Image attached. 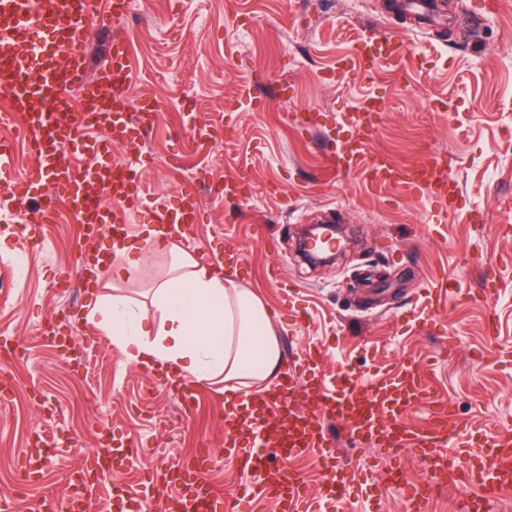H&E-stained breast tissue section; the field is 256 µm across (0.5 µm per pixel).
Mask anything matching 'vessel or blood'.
Here are the masks:
<instances>
[{"instance_id": "obj_1", "label": "vessel or blood", "mask_w": 512, "mask_h": 512, "mask_svg": "<svg viewBox=\"0 0 512 512\" xmlns=\"http://www.w3.org/2000/svg\"><path fill=\"white\" fill-rule=\"evenodd\" d=\"M127 0H108L98 11L95 0H0V91L8 96V108L0 112V123L20 120V135L32 166L27 182L16 187L12 174L13 146L0 140V186L10 187L18 199L50 182L52 191L40 208L41 220L55 214V198H65L83 228L86 240L105 248L117 247L119 237L139 212L140 189L135 173L144 164L138 142L143 131L159 118V106L151 93L141 96L139 105L120 91L106 95L86 82L87 55L84 37L90 19L119 16L127 10ZM130 46L112 43V76L115 85L129 78ZM408 42L397 35L368 38L351 56L337 59L341 73L359 70L372 74L377 66L409 58ZM385 101L373 94L359 102L349 123V134L333 147L337 167L352 171L377 131V118L385 112ZM110 127L113 138L129 143L127 159L91 169L70 164L60 166L62 151L83 156L108 152L107 141L92 137L91 128ZM374 177L425 190L439 212H447L458 191L446 170L434 164L408 168L392 165L384 157L372 162ZM194 192L181 194L177 203L159 202L150 212L151 223L165 226L170 233H184L188 226L203 223ZM211 261L226 272H237L244 256L236 246L211 254ZM304 393L306 404L297 407L294 396ZM429 388L423 371L414 361H404L393 378L364 383L350 373L327 375L319 352L309 351L292 360L289 369L270 389L224 406V454L233 461L246 480L236 499L241 512L267 500L278 512H307L308 488L303 477L271 465L270 455L317 456L327 477L330 493L342 497L351 481L339 467L333 442L324 422L335 419L351 432L390 447L408 442L410 449L431 464L433 479L446 481L457 476L459 467L448 462L447 450L459 448L462 466L476 469L485 488L512 486V436L500 433L481 444H461V425H449L446 415L432 413L421 426H409L405 410L427 402ZM202 459L176 464L171 494L163 503L164 512H223V498L202 490L196 474ZM117 512H152L155 506L152 485H144L138 495L118 492ZM33 512H94L91 494L58 498L53 504L34 502Z\"/></svg>"}]
</instances>
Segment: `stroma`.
Returning a JSON list of instances; mask_svg holds the SVG:
<instances>
[{
    "mask_svg": "<svg viewBox=\"0 0 512 512\" xmlns=\"http://www.w3.org/2000/svg\"><path fill=\"white\" fill-rule=\"evenodd\" d=\"M384 32L409 41L413 67L381 69L368 82L334 75L338 58ZM116 37L132 48L124 95L135 102L148 90L164 103L141 141L150 159L137 175L144 213L193 189L205 221L177 249L199 259L221 250L224 239L241 242L247 269L237 281L269 310L282 358L316 348L327 374L348 370L368 380L396 373L410 355L427 369L430 399L407 410L408 425L446 408L469 436L512 431V149L505 143L512 134V0H446L423 19L392 0H130L123 16L88 39L98 64L92 81L106 92ZM243 82L253 84L261 109H235ZM365 93L390 106L372 151L407 166L446 163L459 193L442 222L428 223L425 194L364 181L331 159L326 138L347 135ZM190 117L212 139H190ZM243 173L257 192L224 201L218 188ZM58 208L57 222L29 240L16 225L35 223V214L0 196V266L14 275L10 293L0 295V336L19 343L7 362L10 393L0 399V490L19 471L34 429L57 442L58 454L16 497L13 512L52 497L63 474L98 450L107 427L140 446L138 459L113 468L94 492L96 512H110L113 491L139 489L165 463L198 455L204 438L218 439L224 401L207 381L185 408L179 391L79 320L86 305L78 276L82 227L66 202ZM326 217L345 225L351 245L331 264L306 265L295 242L304 225ZM144 226L135 218L130 234L141 246L136 277L121 279L109 268L101 274L107 295L134 305L171 261L143 243ZM490 273L499 289L487 298ZM63 278L69 290L58 288ZM447 283L462 284L463 296L449 300ZM61 317L84 354L77 371L40 334L42 324ZM328 430L356 487L343 500L323 494L316 458L295 459L310 512H407L382 473L400 464L410 484L422 485L427 472L417 457L375 447L335 422ZM242 479L214 448L202 485L223 497L224 512H234Z\"/></svg>",
    "mask_w": 512,
    "mask_h": 512,
    "instance_id": "35a3bbf8",
    "label": "stroma"
}]
</instances>
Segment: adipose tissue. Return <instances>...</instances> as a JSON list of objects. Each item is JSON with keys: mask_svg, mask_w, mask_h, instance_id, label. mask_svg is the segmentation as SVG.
Segmentation results:
<instances>
[{"mask_svg": "<svg viewBox=\"0 0 512 512\" xmlns=\"http://www.w3.org/2000/svg\"><path fill=\"white\" fill-rule=\"evenodd\" d=\"M150 293L152 317L122 298L88 291L87 321L141 370L207 379L230 399L278 373L269 311L251 290L181 253Z\"/></svg>", "mask_w": 512, "mask_h": 512, "instance_id": "ef3b65f1", "label": "adipose tissue"}]
</instances>
